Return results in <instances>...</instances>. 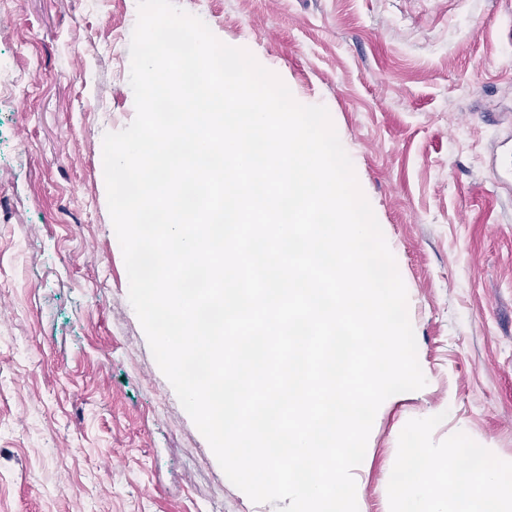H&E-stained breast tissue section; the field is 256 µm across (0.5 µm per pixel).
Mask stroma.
Here are the masks:
<instances>
[{"label": "stroma", "instance_id": "35a3bbf8", "mask_svg": "<svg viewBox=\"0 0 512 512\" xmlns=\"http://www.w3.org/2000/svg\"><path fill=\"white\" fill-rule=\"evenodd\" d=\"M325 106L408 293L427 384L386 399L358 512L409 444L512 491V129L505 0H173ZM138 0H0V512H277L225 476L128 299L103 136L136 115Z\"/></svg>", "mask_w": 512, "mask_h": 512}]
</instances>
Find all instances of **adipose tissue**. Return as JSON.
I'll return each instance as SVG.
<instances>
[{
    "instance_id": "1",
    "label": "adipose tissue",
    "mask_w": 512,
    "mask_h": 512,
    "mask_svg": "<svg viewBox=\"0 0 512 512\" xmlns=\"http://www.w3.org/2000/svg\"><path fill=\"white\" fill-rule=\"evenodd\" d=\"M436 466V460L425 449H409L408 476L412 490L406 496L407 512H441L443 500L466 501L472 498L485 502L487 512H504L499 473L495 468H483L478 476L469 469L457 471L446 487L440 488L426 479L427 473Z\"/></svg>"
}]
</instances>
